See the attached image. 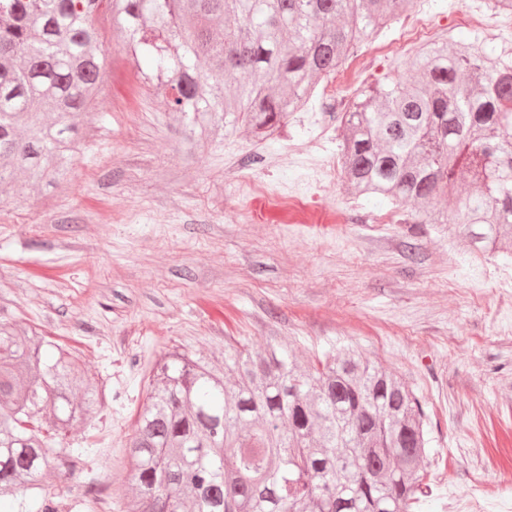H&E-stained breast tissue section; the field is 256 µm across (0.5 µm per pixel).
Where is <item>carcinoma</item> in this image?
I'll return each instance as SVG.
<instances>
[{
	"label": "carcinoma",
	"mask_w": 512,
	"mask_h": 512,
	"mask_svg": "<svg viewBox=\"0 0 512 512\" xmlns=\"http://www.w3.org/2000/svg\"><path fill=\"white\" fill-rule=\"evenodd\" d=\"M413 0H0V184H58L104 91L99 17L139 78L202 142L247 127L268 138L369 31ZM336 120L347 190L446 224L480 252L512 247V49L421 47ZM468 186L449 216L428 208ZM130 440L126 512H415L429 488L426 413L413 389L350 349L306 367L272 345L224 371L184 352ZM102 388L70 348L0 321V496L58 512L42 479L81 459L58 448Z\"/></svg>",
	"instance_id": "obj_1"
}]
</instances>
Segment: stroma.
I'll return each instance as SVG.
<instances>
[{"mask_svg":"<svg viewBox=\"0 0 512 512\" xmlns=\"http://www.w3.org/2000/svg\"><path fill=\"white\" fill-rule=\"evenodd\" d=\"M473 0H427L452 40L512 47L458 24ZM103 115L82 129L67 177L40 192L17 181L0 206V320L73 348L102 383L83 449L80 485L49 475L58 512H122L126 451L156 362L178 349L223 366L226 346L276 344L299 362L331 347L358 349L415 390L432 437V492L419 512L470 495L478 472L495 479L512 449V253L477 255L428 227L409 238L390 201L315 187L312 164L339 159L343 130L313 96L274 137L249 130L204 145L134 79L104 13ZM398 22L355 49L361 87L409 55ZM376 43L386 54L366 58ZM347 220L325 224L321 213Z\"/></svg>","mask_w":512,"mask_h":512,"instance_id":"1","label":"stroma"}]
</instances>
